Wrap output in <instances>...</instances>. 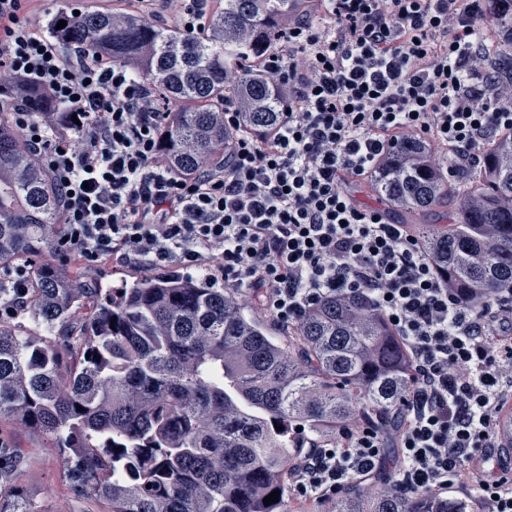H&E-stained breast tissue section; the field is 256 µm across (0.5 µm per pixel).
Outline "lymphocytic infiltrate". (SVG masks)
Masks as SVG:
<instances>
[{"label":"lymphocytic infiltrate","instance_id":"lymphocytic-infiltrate-1","mask_svg":"<svg viewBox=\"0 0 512 512\" xmlns=\"http://www.w3.org/2000/svg\"><path fill=\"white\" fill-rule=\"evenodd\" d=\"M33 2L0 0V74L55 105L35 113L21 96L11 116L60 198L56 253L91 275L177 265L285 328L325 299H365L410 362L397 435L344 429L293 471L297 495L332 499L393 447L399 494L456 487L478 512H512V477L487 467L512 404V294L472 305L412 225L351 192L412 141L431 142L452 174L512 136V80L489 54L512 42L501 0H310L260 64L284 94L280 122L259 133L249 100L226 104L229 161L187 173L161 150L168 114L143 72L65 51L28 23ZM35 276L32 260L0 264V323L26 310Z\"/></svg>","mask_w":512,"mask_h":512}]
</instances>
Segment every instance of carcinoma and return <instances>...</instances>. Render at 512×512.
<instances>
[{
	"label": "carcinoma",
	"instance_id": "1",
	"mask_svg": "<svg viewBox=\"0 0 512 512\" xmlns=\"http://www.w3.org/2000/svg\"><path fill=\"white\" fill-rule=\"evenodd\" d=\"M304 10L302 0H223L210 33L188 36L104 11L73 25L62 4L46 32L140 67L175 104L163 152L189 172L202 156L225 155L224 103L244 94L254 103L251 129L277 124L283 100L256 64L272 51L275 31ZM242 64L244 83L226 82L225 71ZM11 101L0 74V262L42 260L28 311L61 343L0 324V422L21 423L59 448L72 489L98 512H315L292 499L288 470L353 417L388 432L399 425L410 375L400 340L355 298L326 299L283 331L239 306L223 284L177 269L120 288L85 287L49 257L58 193L20 142ZM367 187L411 215L451 207L448 223L416 228L449 287L477 302L512 289L511 139L483 152L476 170L461 169L455 189L422 141L398 150ZM81 308L87 316L77 320ZM3 481L11 490L0 512H42L30 488L8 474ZM275 490L279 501L264 504ZM474 507L452 493L399 495L382 472L324 512Z\"/></svg>",
	"mask_w": 512,
	"mask_h": 512
}]
</instances>
